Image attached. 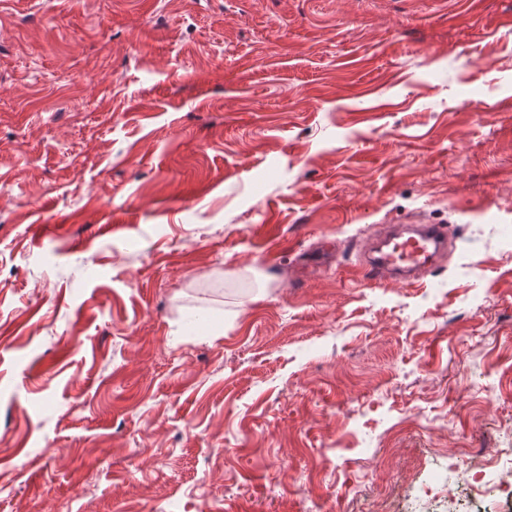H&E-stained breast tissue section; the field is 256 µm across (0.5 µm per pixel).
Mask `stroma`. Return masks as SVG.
Here are the masks:
<instances>
[{
    "label": "stroma",
    "instance_id": "stroma-1",
    "mask_svg": "<svg viewBox=\"0 0 512 512\" xmlns=\"http://www.w3.org/2000/svg\"><path fill=\"white\" fill-rule=\"evenodd\" d=\"M509 16L0 0V512H448L512 463ZM408 219L448 256L367 279ZM415 236L400 246L398 253L385 252L388 244L373 239L364 251L360 269L378 283H414L420 280L415 274L431 266L448 249L450 238L445 224H417ZM423 255L422 260L419 257Z\"/></svg>",
    "mask_w": 512,
    "mask_h": 512
}]
</instances>
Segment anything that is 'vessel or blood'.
Listing matches in <instances>:
<instances>
[{
    "instance_id": "1",
    "label": "vessel or blood",
    "mask_w": 512,
    "mask_h": 512,
    "mask_svg": "<svg viewBox=\"0 0 512 512\" xmlns=\"http://www.w3.org/2000/svg\"><path fill=\"white\" fill-rule=\"evenodd\" d=\"M447 225H417L412 237L403 242L399 252H388L379 240H372L363 254L361 270L378 283L416 282V274L431 266L448 249Z\"/></svg>"
}]
</instances>
